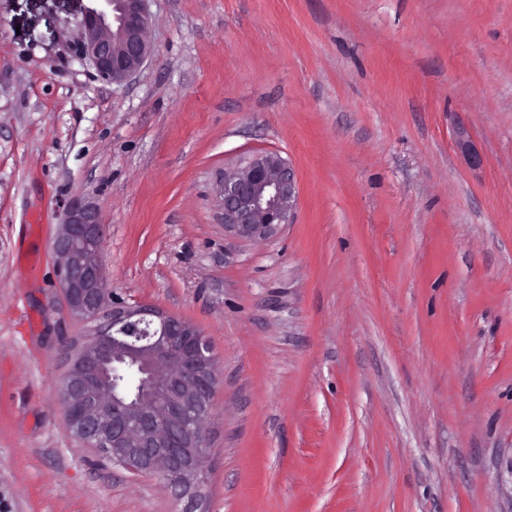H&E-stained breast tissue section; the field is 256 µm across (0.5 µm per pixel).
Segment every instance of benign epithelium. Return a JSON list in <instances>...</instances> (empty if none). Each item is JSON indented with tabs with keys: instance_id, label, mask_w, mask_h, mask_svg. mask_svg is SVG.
<instances>
[{
	"instance_id": "benign-epithelium-1",
	"label": "benign epithelium",
	"mask_w": 512,
	"mask_h": 512,
	"mask_svg": "<svg viewBox=\"0 0 512 512\" xmlns=\"http://www.w3.org/2000/svg\"><path fill=\"white\" fill-rule=\"evenodd\" d=\"M87 8L79 54L100 77L121 83L151 55L146 0H107ZM224 232L241 239L275 236L288 223L298 197L289 163L259 154L224 172L220 187ZM105 224L96 208L74 202L53 244L64 302L83 323L97 321L95 338L76 354L65 348L61 385L70 430L97 452L134 474L166 479L189 508H199L208 459L204 431L188 427L186 414L213 393L211 343L195 324L152 305L112 300L100 260ZM123 362L137 366L148 386L132 399L112 378Z\"/></svg>"
}]
</instances>
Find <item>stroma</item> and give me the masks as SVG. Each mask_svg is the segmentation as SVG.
I'll list each match as a JSON object with an SVG mask.
<instances>
[{
	"mask_svg": "<svg viewBox=\"0 0 512 512\" xmlns=\"http://www.w3.org/2000/svg\"><path fill=\"white\" fill-rule=\"evenodd\" d=\"M88 0H0V512H184L66 423L54 238L209 338L207 512H512V0H147L102 79ZM293 167L225 235L220 180ZM108 8H87L79 54L100 77L121 83L135 76L151 55L146 39V0H107ZM220 196L224 233L241 239H266L288 224L298 187L285 159L259 154L243 168L224 173Z\"/></svg>",
	"mask_w": 512,
	"mask_h": 512,
	"instance_id": "1",
	"label": "stroma"
}]
</instances>
